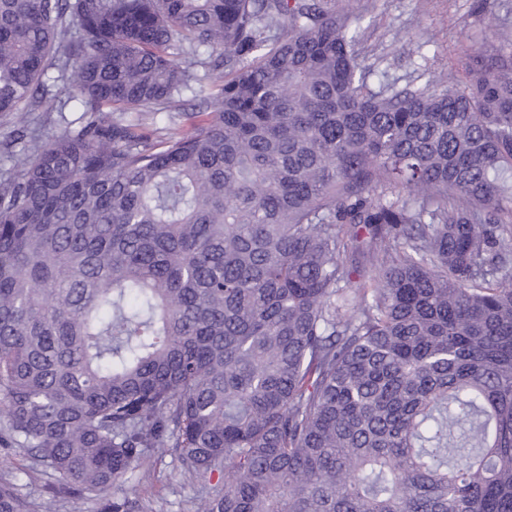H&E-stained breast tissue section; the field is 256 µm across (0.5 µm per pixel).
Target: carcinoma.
Listing matches in <instances>:
<instances>
[{"label":"carcinoma","mask_w":512,"mask_h":512,"mask_svg":"<svg viewBox=\"0 0 512 512\" xmlns=\"http://www.w3.org/2000/svg\"><path fill=\"white\" fill-rule=\"evenodd\" d=\"M359 22L0 0V114L57 111L50 68L88 114L0 173V436L30 468L104 512H154L112 487L168 453L196 512H512V52L376 91ZM177 110L158 112L152 119V115H142L140 112H128L127 117L141 124V130L148 135H155L158 131L165 128L176 127L180 118L176 114Z\"/></svg>","instance_id":"cac0c4a2"}]
</instances>
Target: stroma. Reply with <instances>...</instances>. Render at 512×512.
I'll return each instance as SVG.
<instances>
[{
  "instance_id": "35a3bbf8",
  "label": "stroma",
  "mask_w": 512,
  "mask_h": 512,
  "mask_svg": "<svg viewBox=\"0 0 512 512\" xmlns=\"http://www.w3.org/2000/svg\"><path fill=\"white\" fill-rule=\"evenodd\" d=\"M481 0H352V11L362 14L358 51L369 70L366 82L378 87L386 80L399 86L445 85L465 79V68L476 51L496 45L495 30L512 28V0L494 14L480 11ZM50 94L65 101L61 112H37L27 118L0 115V170L23 148L16 133L28 121L45 132L77 131L83 112L68 101L60 83L49 82ZM16 484L31 503L32 512H99L100 502L85 499L79 491L60 492L50 474L28 469L22 455L0 447V481ZM113 491L156 501L159 512H194L199 487L180 472L175 456L151 460L117 483Z\"/></svg>"
}]
</instances>
